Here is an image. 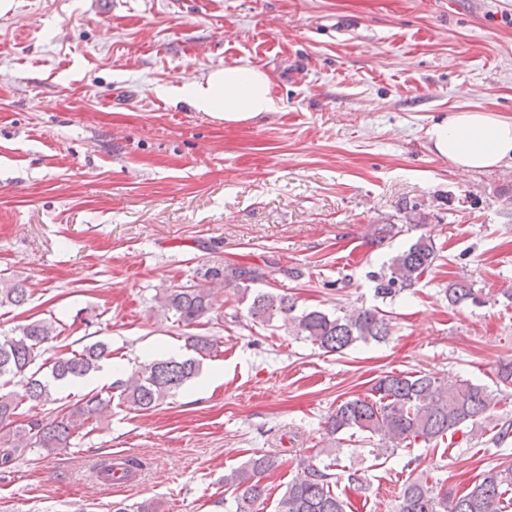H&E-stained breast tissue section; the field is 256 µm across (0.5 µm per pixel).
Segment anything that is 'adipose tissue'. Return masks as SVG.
I'll return each instance as SVG.
<instances>
[{
	"label": "adipose tissue",
	"instance_id": "ef3b65f1",
	"mask_svg": "<svg viewBox=\"0 0 512 512\" xmlns=\"http://www.w3.org/2000/svg\"><path fill=\"white\" fill-rule=\"evenodd\" d=\"M196 111L227 124L242 125L276 112L269 79L244 66L215 70L174 91ZM432 148L460 172L512 164V118L477 109L456 111L427 131Z\"/></svg>",
	"mask_w": 512,
	"mask_h": 512
}]
</instances>
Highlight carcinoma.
Returning <instances> with one entry per match:
<instances>
[{
	"label": "carcinoma",
	"instance_id": "obj_1",
	"mask_svg": "<svg viewBox=\"0 0 512 512\" xmlns=\"http://www.w3.org/2000/svg\"><path fill=\"white\" fill-rule=\"evenodd\" d=\"M438 249L427 234L415 237L407 248L390 259L374 276L377 295L387 298L414 287L418 278L434 266ZM271 263H237L211 266L202 274L205 284L166 291L159 298L161 308L175 322L195 326L210 317L214 289L232 286L243 292L256 284L272 280ZM448 304L464 301L474 304L481 298L465 279L455 280L446 289ZM27 286L8 277H0V305L27 303ZM293 299L272 291H258L252 297L249 314L253 321L270 326L276 320L290 325L295 335L327 352H341L356 344L380 341L390 334V319L376 308H359L335 317L320 311L295 313ZM60 331L54 320L38 319L20 325L0 339V379L21 384L22 393H0V467L7 468L28 448L61 450L70 447L79 428L76 420L93 422L105 416L112 406V395L88 393L72 408L61 405L52 419L18 420V410L25 402L44 406L51 402V384L81 378L100 368L110 350L100 342L79 351L56 357L35 366L46 345L58 339ZM192 354L182 358L158 359L141 366L127 379H118L109 389L118 391L120 403L138 412H150L172 396L174 391L195 378L201 361L214 352L216 343L208 336H194L189 343ZM494 397L481 384L461 381L450 385L429 374L380 376L371 387V395L341 401L328 417L325 434L335 437L355 430L379 437L382 449L397 450L407 441L418 439L433 443L455 434L468 423L482 417ZM330 461L319 468L304 463L288 482L279 499L277 512H347L348 499L333 489L336 485V449L325 448ZM141 467L134 457L123 458L113 466H102L101 479L112 478L113 470L129 475ZM276 467L274 457L257 454L247 463L224 475V485L233 491L232 512H258L264 497L262 477ZM512 469L487 471L481 481L465 494L448 493L428 484L422 477L407 481L397 512H512ZM112 512H162L159 501L147 498L129 508L112 503Z\"/></svg>",
	"mask_w": 512,
	"mask_h": 512
}]
</instances>
